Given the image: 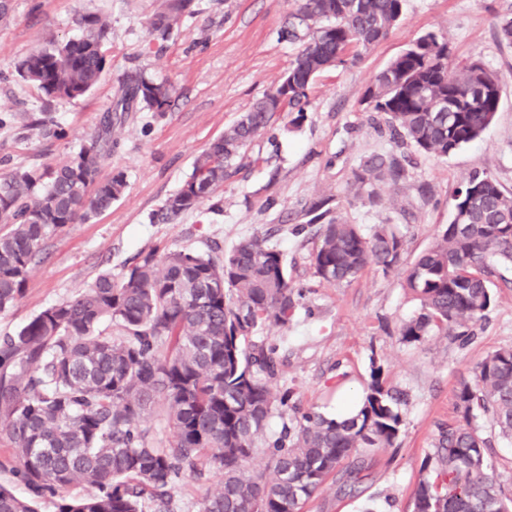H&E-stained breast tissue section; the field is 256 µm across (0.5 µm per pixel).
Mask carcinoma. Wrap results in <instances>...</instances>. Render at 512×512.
I'll return each mask as SVG.
<instances>
[{
  "mask_svg": "<svg viewBox=\"0 0 512 512\" xmlns=\"http://www.w3.org/2000/svg\"><path fill=\"white\" fill-rule=\"evenodd\" d=\"M193 2L160 0L149 36L168 40ZM295 2L281 30L297 46L288 71L210 143L153 220L171 224L197 209L281 114L303 120L314 79L345 64L352 47L387 37L405 0ZM78 26V38L52 40L16 66L50 98L82 97L106 70V20L86 13ZM495 30L512 46V15L500 17ZM502 82L478 59L457 60L448 39L430 31L375 75L362 101L416 151L446 158L493 122ZM123 91L113 111L139 103L162 113L173 87L140 75L123 81ZM122 123L107 115L97 136L56 168L0 173V313L23 297L50 240L122 195L124 173L96 182ZM401 176L396 158L374 156L354 174V196L374 203L376 185ZM404 246L396 224L367 232L333 220L321 225L309 265L320 282L349 285L370 264L385 273L397 267ZM218 250L148 254L121 278L103 273L0 338V442L12 450V472L28 491L20 498L0 485V512H37L47 496L57 499L56 512H171L173 489L183 477L201 475L203 458L224 471V483L200 499L198 512H302L341 462L395 445L404 397L386 387L375 361L354 415L338 421L309 413L268 436L269 419L287 413L292 391L273 392L277 347L252 337L286 325L301 292L267 238L244 239L222 258ZM502 268H512V192L476 171L456 190L445 231L406 270L418 311L401 325L402 342L469 339L494 301L492 277ZM105 320L123 335H102ZM159 400L172 435L168 448L155 447L143 426ZM487 424L512 439L511 347L488 353L473 378L459 381L455 416L439 426L433 454L420 466L413 512H512V486L490 461ZM75 483L84 494H63Z\"/></svg>",
  "mask_w": 512,
  "mask_h": 512,
  "instance_id": "1",
  "label": "carcinoma"
}]
</instances>
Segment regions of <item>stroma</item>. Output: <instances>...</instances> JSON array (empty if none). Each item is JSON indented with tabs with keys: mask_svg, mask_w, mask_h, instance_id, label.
Returning a JSON list of instances; mask_svg holds the SVG:
<instances>
[{
	"mask_svg": "<svg viewBox=\"0 0 512 512\" xmlns=\"http://www.w3.org/2000/svg\"><path fill=\"white\" fill-rule=\"evenodd\" d=\"M0 16V172L41 170L88 145L126 77L171 82L169 110L128 112L98 177L123 172L127 186L111 208L68 225L28 275L23 297L0 314V336L16 332L41 310L66 300L102 273L121 277L158 248L229 251L264 235L286 255L294 281L310 292L287 325L264 330L283 361L279 388L291 389L301 410L327 413L341 390L363 393L372 364L402 390L404 424L393 448H376L343 461L305 505L304 512H411L422 461L433 452L438 426L454 415L459 380L499 348L512 347V269L494 286L495 301L465 343L431 336L402 343L401 324L418 303L404 286L406 263L426 249L452 218L453 195L475 170L512 190V47L495 35L497 17L512 0H406L390 34L355 58L321 73L311 84L300 123L285 114L271 133L254 139L241 169L199 209L175 223L152 214L189 177L201 152L287 71L294 46L279 33L294 0H196V12L165 42L150 40L147 22L156 0H4ZM97 13L109 25L108 68L98 85L77 99L46 98L22 80L16 64L49 40L79 36L78 18ZM445 35L457 59H481L503 77L499 110L477 140L446 158L413 152L394 140L383 114L361 98L374 75L418 35ZM61 126L66 137L52 128ZM410 156L404 179L378 188L380 202L355 199L353 176L375 155ZM330 198L332 217L351 224H398L406 240L403 266L385 272L370 265L347 286L313 278L308 255L318 239L311 205ZM358 470L354 493L343 487ZM222 471L185 478L172 492L173 512H197L220 488Z\"/></svg>",
	"mask_w": 512,
	"mask_h": 512,
	"instance_id": "1",
	"label": "stroma"
}]
</instances>
